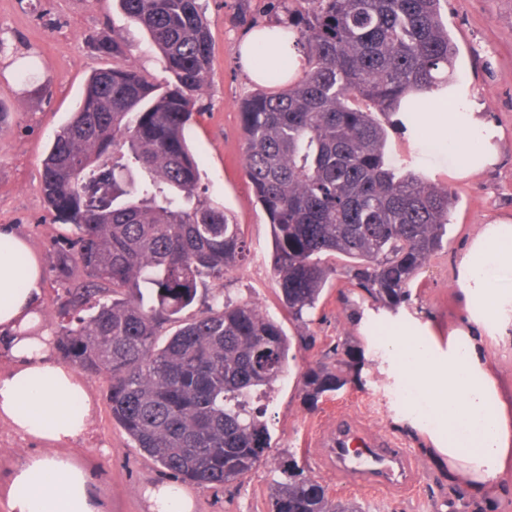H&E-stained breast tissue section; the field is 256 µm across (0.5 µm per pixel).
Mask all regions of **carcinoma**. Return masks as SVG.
Returning <instances> with one entry per match:
<instances>
[{
  "label": "carcinoma",
  "mask_w": 512,
  "mask_h": 512,
  "mask_svg": "<svg viewBox=\"0 0 512 512\" xmlns=\"http://www.w3.org/2000/svg\"><path fill=\"white\" fill-rule=\"evenodd\" d=\"M148 34L171 81L160 85L101 44L112 66L91 74L44 160L48 207L74 226L90 282L62 286L54 349L110 378L112 418L148 457L199 485L232 483L269 456L265 412L288 366L291 338L275 318L199 290L247 253L240 225L202 197L186 138L211 42L200 0H116ZM441 0H270L288 8L275 39L306 57L300 79L258 54L266 89L242 102L244 172L268 216L273 271L288 316L302 322L331 275L391 312L411 299L448 237L452 197L395 164L389 130L419 97L453 79L456 48ZM300 376L314 404L344 384L352 348H334ZM269 512H362L311 479L294 453L279 459Z\"/></svg>",
  "instance_id": "cac0c4a2"
}]
</instances>
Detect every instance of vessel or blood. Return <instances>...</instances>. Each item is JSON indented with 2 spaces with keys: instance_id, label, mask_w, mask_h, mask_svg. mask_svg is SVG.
Returning a JSON list of instances; mask_svg holds the SVG:
<instances>
[{
  "instance_id": "b4317fda",
  "label": "vessel or blood",
  "mask_w": 512,
  "mask_h": 512,
  "mask_svg": "<svg viewBox=\"0 0 512 512\" xmlns=\"http://www.w3.org/2000/svg\"><path fill=\"white\" fill-rule=\"evenodd\" d=\"M318 443L325 462L359 492L410 493L417 484L411 451L366 431L356 420L337 417Z\"/></svg>"
}]
</instances>
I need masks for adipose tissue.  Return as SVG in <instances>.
Segmentation results:
<instances>
[{
	"mask_svg": "<svg viewBox=\"0 0 512 512\" xmlns=\"http://www.w3.org/2000/svg\"><path fill=\"white\" fill-rule=\"evenodd\" d=\"M259 50L290 79L305 62L302 52L255 28L241 41L239 53L247 61ZM427 100V107L412 112V120L443 138L460 132L467 143L458 153L457 177L497 162L502 131L474 101L438 92ZM501 273H512L510 216L482 225L452 269L465 313L449 332L447 357H436L428 340L413 331L396 327L386 337L393 371L421 396L432 423L469 432L468 440L449 444L442 454L449 480L478 497L512 492V401L498 386L485 342L490 335L512 345V289L496 285ZM43 279L26 238L0 228V340L16 361L13 371L0 377V419L19 437L47 446L12 471L6 510L105 512L91 470L58 451L83 437L93 407L76 371L50 360L48 342L35 334Z\"/></svg>",
	"mask_w": 512,
	"mask_h": 512,
	"instance_id": "1",
	"label": "adipose tissue"
}]
</instances>
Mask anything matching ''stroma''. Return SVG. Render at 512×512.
<instances>
[{
	"instance_id": "obj_1",
	"label": "stroma",
	"mask_w": 512,
	"mask_h": 512,
	"mask_svg": "<svg viewBox=\"0 0 512 512\" xmlns=\"http://www.w3.org/2000/svg\"><path fill=\"white\" fill-rule=\"evenodd\" d=\"M203 2L212 64L186 135L201 171L202 194L223 205L241 225L250 249L247 259L226 276L223 291L233 301L252 304L279 319L293 344L288 377L261 402L272 437L269 458L224 486L183 482L194 501L193 512H268L275 460L290 451L330 495L357 500L365 512H512L511 494L479 498L449 484L447 461L438 453L447 440L436 439L429 430L425 411L401 399V384L386 371L378 328L353 321L354 314H367L371 308L360 289L344 278H331L308 325L284 316L271 266L270 224L243 172L240 103L260 85L249 78L238 44L249 30L286 19L287 14L265 13L263 0H251L253 12L242 19L239 0ZM441 13L457 48L458 89L505 133L497 166L465 179L455 176L447 143L432 140L420 151L413 133L389 137L392 158L412 161L452 195L448 245L423 268L410 301L396 316L400 328H417L443 348L449 324L461 313L450 279L454 258L481 225L512 216V0H443ZM116 32L123 37L130 63L156 80L165 79L163 62L147 34L123 16L115 0H0V104L10 114L0 131V227L26 237L43 265L46 328L59 322L60 268L55 255L70 250L72 227L56 219L45 203L43 160L56 132L78 107L89 76L111 65L97 45ZM339 344L354 346V369L343 388L309 405L298 377ZM83 381L95 425L82 440L67 446V453L92 469L105 512H151L146 490L174 482V475L134 448L113 420L107 376L87 374ZM340 413L359 418L368 431L390 435L413 452L419 479L409 497L360 493L324 469L315 439Z\"/></svg>"
}]
</instances>
